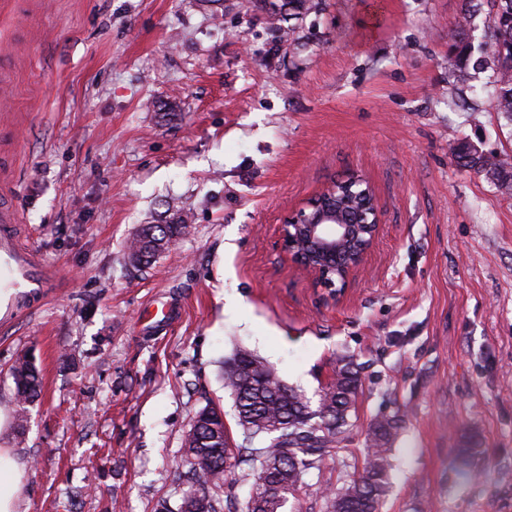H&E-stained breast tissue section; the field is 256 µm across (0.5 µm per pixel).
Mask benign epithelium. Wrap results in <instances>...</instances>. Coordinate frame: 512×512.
Returning <instances> with one entry per match:
<instances>
[{"label": "benign epithelium", "mask_w": 512, "mask_h": 512, "mask_svg": "<svg viewBox=\"0 0 512 512\" xmlns=\"http://www.w3.org/2000/svg\"><path fill=\"white\" fill-rule=\"evenodd\" d=\"M382 210L365 177L351 172L293 210L280 230L291 264L331 297L345 292L381 231Z\"/></svg>", "instance_id": "7a95c632"}]
</instances>
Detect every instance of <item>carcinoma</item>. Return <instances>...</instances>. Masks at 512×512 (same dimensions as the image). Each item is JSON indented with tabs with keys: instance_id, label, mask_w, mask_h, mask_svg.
Segmentation results:
<instances>
[{
	"instance_id": "obj_1",
	"label": "carcinoma",
	"mask_w": 512,
	"mask_h": 512,
	"mask_svg": "<svg viewBox=\"0 0 512 512\" xmlns=\"http://www.w3.org/2000/svg\"><path fill=\"white\" fill-rule=\"evenodd\" d=\"M491 39L477 36L474 20L483 7ZM512 0H462L461 20L449 31L454 66L460 73L468 69L493 71L491 94L497 112L512 122V65L502 60L501 50L512 47ZM457 162L485 174L500 189L512 188L509 155L486 153L466 142L454 149ZM190 234L185 220L175 224H146L129 241L128 250L137 253L136 264L147 265L171 243ZM237 368L224 370V387L234 398L235 418L245 439H261L264 446L250 449L258 462L254 479L269 473V486L255 488L257 503L245 504L244 512H284L288 496L300 488L303 476L321 469L326 455L346 440L351 431L350 412L362 386L360 371L353 361L339 360L334 378L311 405L296 389L284 384L277 368L248 352L238 351ZM16 400L32 403L41 391L39 372L32 360L19 356L11 366ZM402 428L396 415L373 417L366 438L362 471L327 495L329 512H380L390 488L392 443ZM243 449L234 447L224 422V411L207 406L200 409L184 440L183 462L189 490L181 512H222L224 486L231 470L225 459L242 462Z\"/></svg>"
}]
</instances>
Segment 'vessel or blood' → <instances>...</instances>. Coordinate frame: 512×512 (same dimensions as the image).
I'll return each mask as SVG.
<instances>
[{
    "label": "vessel or blood",
    "instance_id": "vessel-or-blood-1",
    "mask_svg": "<svg viewBox=\"0 0 512 512\" xmlns=\"http://www.w3.org/2000/svg\"><path fill=\"white\" fill-rule=\"evenodd\" d=\"M18 224L15 209L0 204V281L34 292L50 287V275L40 267L33 248L19 233Z\"/></svg>",
    "mask_w": 512,
    "mask_h": 512
}]
</instances>
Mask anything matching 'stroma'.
Instances as JSON below:
<instances>
[{
  "label": "stroma",
  "mask_w": 512,
  "mask_h": 512,
  "mask_svg": "<svg viewBox=\"0 0 512 512\" xmlns=\"http://www.w3.org/2000/svg\"><path fill=\"white\" fill-rule=\"evenodd\" d=\"M461 0H0V188L56 287L0 322V448L16 512H178L175 463L244 349L309 399L358 364L353 428L285 512H328L371 419L404 423L381 512H512V191L460 167L512 154L492 97L449 77ZM357 171L383 211L351 286L313 288L284 217ZM190 215L150 264L126 245ZM42 390L14 419L9 368ZM472 446L471 455L462 447ZM94 489L75 497L87 475ZM10 448H0V512H15L19 490L25 477Z\"/></svg>",
  "instance_id": "obj_1"
}]
</instances>
